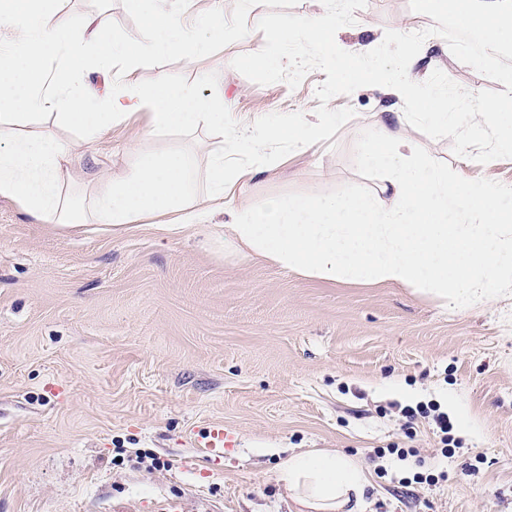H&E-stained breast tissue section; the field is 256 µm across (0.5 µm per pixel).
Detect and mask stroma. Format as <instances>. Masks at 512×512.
Instances as JSON below:
<instances>
[{"label":"stroma","instance_id":"35a3bbf8","mask_svg":"<svg viewBox=\"0 0 512 512\" xmlns=\"http://www.w3.org/2000/svg\"><path fill=\"white\" fill-rule=\"evenodd\" d=\"M64 12L100 13L119 32L147 36L130 0H60ZM321 0H234L227 37L202 56L164 54L140 68L224 99L254 135L320 101L321 71L297 88L251 82L232 59L258 51L256 18L321 13ZM339 29L343 50H371L386 30L431 26L409 0H367ZM419 80L441 69L465 89L502 83L457 60L429 37L411 61ZM353 118L306 152L279 145L275 173L255 171L249 203L323 193L362 199L383 184L361 162L384 113L403 99L386 87L339 95ZM146 114L99 135L69 167L77 189L95 168L120 173L129 144L192 149L171 134L148 136ZM421 155L449 175L512 184V156L466 162L461 128L406 126ZM437 403L461 442L445 457L429 418L402 410ZM466 414L468 426L457 424ZM228 434L222 457L200 446L211 426ZM386 449L374 459L375 449ZM398 448L408 457L395 456ZM357 458L369 484L366 512H512V287L485 306L441 310L394 286L329 283L270 263L225 254L208 226L172 233L156 219L125 230L108 224H42L0 197V512H294L276 466L294 452ZM424 467H416V459ZM428 482L413 483L415 473Z\"/></svg>","mask_w":512,"mask_h":512}]
</instances>
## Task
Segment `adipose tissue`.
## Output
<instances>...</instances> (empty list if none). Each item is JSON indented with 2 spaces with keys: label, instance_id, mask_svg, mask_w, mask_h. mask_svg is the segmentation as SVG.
Instances as JSON below:
<instances>
[{
  "label": "adipose tissue",
  "instance_id": "ef3b65f1",
  "mask_svg": "<svg viewBox=\"0 0 512 512\" xmlns=\"http://www.w3.org/2000/svg\"><path fill=\"white\" fill-rule=\"evenodd\" d=\"M142 8L148 40L115 34L96 14L63 12L59 0H0V20L15 27L12 45L0 46V196L20 204L43 224H109L122 229L155 214H172L177 229L227 216L224 250L257 258L327 282L382 284L411 289L458 310L491 303L512 286V184H468L419 158L403 130L406 113L379 122L363 159L389 176L365 200L333 195L246 203V168H230L225 156L262 155L287 142L307 151L335 124L332 112H292L268 128L263 140L224 131L223 101H209L191 87L159 77L141 88L140 67L160 53L192 56L200 44L224 41V8L213 7L199 24L185 20L180 0H132ZM56 60L47 71V60ZM107 79L104 92L87 74ZM150 111L149 133L203 135L210 142L205 191L184 150L145 151L129 146L133 163L120 175L97 171L94 191L70 194L67 166L74 142L29 131L35 111H53L58 122L96 137L125 120L130 109ZM415 119L433 126H463L469 141L512 154V118L486 103L452 112L439 92L427 94ZM467 214L468 223L455 220ZM276 478L300 512H364L368 479L352 456L326 450L293 453Z\"/></svg>",
  "mask_w": 512,
  "mask_h": 512
}]
</instances>
